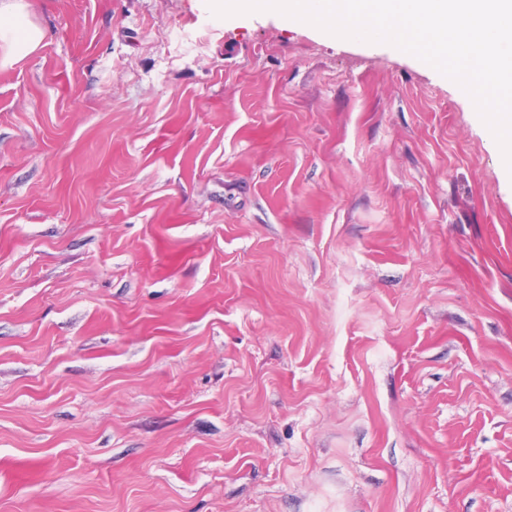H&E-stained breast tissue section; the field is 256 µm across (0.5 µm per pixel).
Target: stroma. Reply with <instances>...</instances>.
<instances>
[{"mask_svg":"<svg viewBox=\"0 0 512 512\" xmlns=\"http://www.w3.org/2000/svg\"><path fill=\"white\" fill-rule=\"evenodd\" d=\"M0 512H512V173L391 45L23 0Z\"/></svg>","mask_w":512,"mask_h":512,"instance_id":"obj_1","label":"stroma"}]
</instances>
